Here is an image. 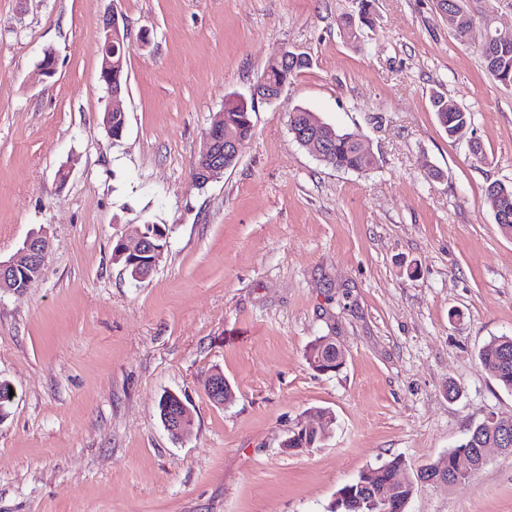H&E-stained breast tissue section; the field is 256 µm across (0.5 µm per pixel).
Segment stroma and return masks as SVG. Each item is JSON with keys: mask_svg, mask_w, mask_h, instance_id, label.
<instances>
[{"mask_svg": "<svg viewBox=\"0 0 512 512\" xmlns=\"http://www.w3.org/2000/svg\"><path fill=\"white\" fill-rule=\"evenodd\" d=\"M357 0H0V257L31 232L51 248L24 293L0 291V512H329L337 491L399 457L406 512H512V454L469 480L417 482L470 428L512 418V391L478 360L512 334V233L484 197L512 185V87L460 44L435 0H374L363 49L338 18ZM122 17L126 128L112 139L97 43ZM309 68L252 114L237 164L192 173L227 99L283 47ZM57 73L38 81L45 49ZM471 112L454 140L431 106ZM361 139L368 174L337 170L289 132L297 109ZM483 146L472 154L470 140ZM67 182H59V169ZM166 226L151 275L112 248ZM335 337L323 374L309 345ZM221 371L234 400L205 389ZM173 392L194 416L174 438ZM330 435L281 443L317 411ZM317 341L318 339L309 345V348L307 349V361L309 365L315 368V363L318 362L321 356L323 357V352L319 349L320 347L322 351H327L329 356L327 359H322L321 362L317 364V366L321 365L320 367H317V371L325 373L334 371L336 363L341 356L340 351L336 346L335 338L332 336H323L318 342L319 347L317 345ZM334 350L336 351V354H334Z\"/></svg>", "mask_w": 512, "mask_h": 512, "instance_id": "stroma-1", "label": "stroma"}]
</instances>
